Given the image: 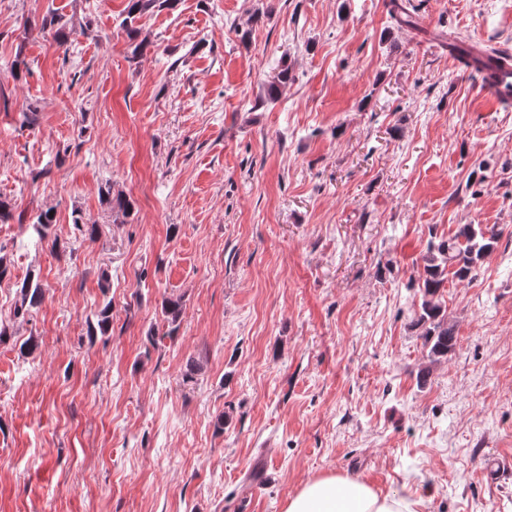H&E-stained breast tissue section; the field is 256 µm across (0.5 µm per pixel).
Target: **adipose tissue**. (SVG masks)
Instances as JSON below:
<instances>
[{
	"mask_svg": "<svg viewBox=\"0 0 512 512\" xmlns=\"http://www.w3.org/2000/svg\"><path fill=\"white\" fill-rule=\"evenodd\" d=\"M285 512H415L402 496L381 495L367 484L336 475L307 480Z\"/></svg>",
	"mask_w": 512,
	"mask_h": 512,
	"instance_id": "1",
	"label": "adipose tissue"
}]
</instances>
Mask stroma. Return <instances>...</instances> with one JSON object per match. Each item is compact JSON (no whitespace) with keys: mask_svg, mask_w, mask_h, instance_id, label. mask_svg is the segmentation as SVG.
<instances>
[{"mask_svg":"<svg viewBox=\"0 0 512 512\" xmlns=\"http://www.w3.org/2000/svg\"><path fill=\"white\" fill-rule=\"evenodd\" d=\"M388 3L179 0L132 64L126 0H0V512H285L327 474L512 512L483 474L512 457V104L435 41L512 45V0H409L414 28ZM47 208L56 242L28 245ZM462 224L499 242L438 295L457 346L432 364L422 257ZM20 304L15 307L14 317L25 318L32 309L37 308L43 300V288L30 278L25 279L19 286Z\"/></svg>","mask_w":512,"mask_h":512,"instance_id":"1","label":"stroma"}]
</instances>
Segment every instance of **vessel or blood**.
<instances>
[{"label": "vessel or blood", "mask_w": 512, "mask_h": 512, "mask_svg": "<svg viewBox=\"0 0 512 512\" xmlns=\"http://www.w3.org/2000/svg\"><path fill=\"white\" fill-rule=\"evenodd\" d=\"M448 53L463 59H480L484 91L495 102L512 97V48L490 50L476 42L455 41L449 44Z\"/></svg>", "instance_id": "1"}]
</instances>
